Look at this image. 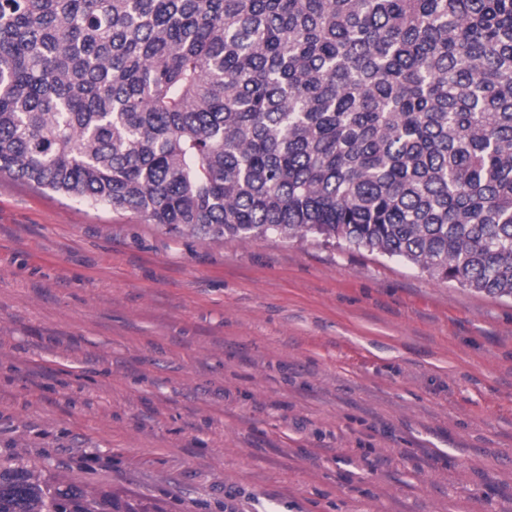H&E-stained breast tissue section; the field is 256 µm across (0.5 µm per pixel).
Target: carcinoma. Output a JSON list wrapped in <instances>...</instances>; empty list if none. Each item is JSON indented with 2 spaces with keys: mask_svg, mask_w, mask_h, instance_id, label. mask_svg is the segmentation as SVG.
I'll return each mask as SVG.
<instances>
[{
  "mask_svg": "<svg viewBox=\"0 0 512 512\" xmlns=\"http://www.w3.org/2000/svg\"><path fill=\"white\" fill-rule=\"evenodd\" d=\"M0 173L512 298V0H0ZM0 512H147L17 459Z\"/></svg>",
  "mask_w": 512,
  "mask_h": 512,
  "instance_id": "cac0c4a2",
  "label": "carcinoma"
}]
</instances>
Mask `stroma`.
<instances>
[{
	"mask_svg": "<svg viewBox=\"0 0 512 512\" xmlns=\"http://www.w3.org/2000/svg\"><path fill=\"white\" fill-rule=\"evenodd\" d=\"M160 512H512V301L0 175V462Z\"/></svg>",
	"mask_w": 512,
	"mask_h": 512,
	"instance_id": "35a3bbf8",
	"label": "stroma"
}]
</instances>
